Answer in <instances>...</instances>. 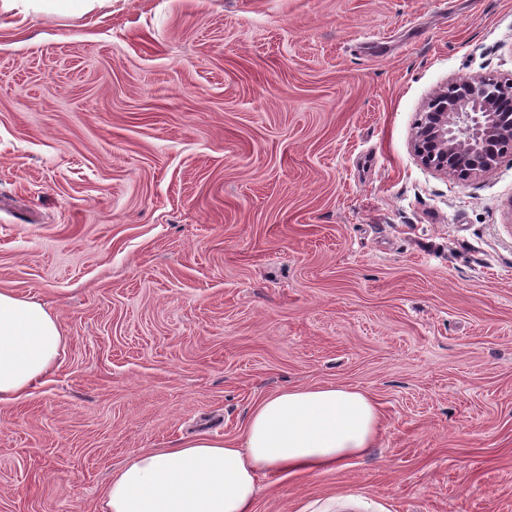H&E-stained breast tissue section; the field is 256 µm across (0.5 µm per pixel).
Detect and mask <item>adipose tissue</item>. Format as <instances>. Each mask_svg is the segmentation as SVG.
Returning <instances> with one entry per match:
<instances>
[{
    "label": "adipose tissue",
    "mask_w": 512,
    "mask_h": 512,
    "mask_svg": "<svg viewBox=\"0 0 512 512\" xmlns=\"http://www.w3.org/2000/svg\"><path fill=\"white\" fill-rule=\"evenodd\" d=\"M62 339L40 303L0 290L1 403L50 370ZM380 429L377 407L359 390H281L258 404L239 438L197 435L133 456L106 488L101 512H255L261 478L335 468L372 448Z\"/></svg>",
    "instance_id": "obj_1"
}]
</instances>
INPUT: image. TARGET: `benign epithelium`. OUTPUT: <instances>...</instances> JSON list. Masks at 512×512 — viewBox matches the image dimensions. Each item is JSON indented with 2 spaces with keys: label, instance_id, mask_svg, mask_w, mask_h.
Returning <instances> with one entry per match:
<instances>
[{
  "label": "benign epithelium",
  "instance_id": "1",
  "mask_svg": "<svg viewBox=\"0 0 512 512\" xmlns=\"http://www.w3.org/2000/svg\"><path fill=\"white\" fill-rule=\"evenodd\" d=\"M413 147L423 165L463 181L493 171L512 152V80L450 82L428 102Z\"/></svg>",
  "mask_w": 512,
  "mask_h": 512
}]
</instances>
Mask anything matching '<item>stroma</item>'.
I'll list each match as a JSON object with an SVG mask.
<instances>
[{"mask_svg": "<svg viewBox=\"0 0 512 512\" xmlns=\"http://www.w3.org/2000/svg\"><path fill=\"white\" fill-rule=\"evenodd\" d=\"M512 78V0H108L0 16V290L63 344L0 403V512H100L135 454L345 385L382 414L256 512H512V157L413 133ZM413 147L423 165L463 181L493 171L512 152V80L450 82L428 102Z\"/></svg>", "mask_w": 512, "mask_h": 512, "instance_id": "stroma-1", "label": "stroma"}]
</instances>
